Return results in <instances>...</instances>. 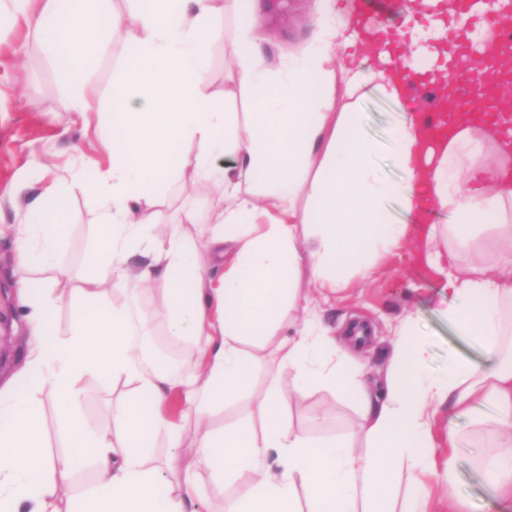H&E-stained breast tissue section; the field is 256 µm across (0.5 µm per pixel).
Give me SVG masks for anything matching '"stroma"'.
<instances>
[{
    "instance_id": "obj_1",
    "label": "stroma",
    "mask_w": 512,
    "mask_h": 512,
    "mask_svg": "<svg viewBox=\"0 0 512 512\" xmlns=\"http://www.w3.org/2000/svg\"><path fill=\"white\" fill-rule=\"evenodd\" d=\"M268 24L276 30L275 39L265 48V59L276 63L281 53L295 48L310 33V0H266ZM235 35L230 15L221 14L210 26V44L206 60L209 95L224 92L228 62L224 46ZM128 59V50L121 33L97 56L91 73L100 97L112 96V76ZM0 94L9 98L6 111L0 112V187L21 189L23 196H34L40 187L43 166H52L59 175H66L79 164L80 154H95L94 134L82 131L81 122L68 110V92L57 75L52 61L40 51L36 42L25 41L21 28H0ZM367 132L387 140L392 126L401 116L400 108L375 92H368L361 104ZM216 191L211 184L179 176L165 198L163 211L167 223L177 222L184 209H208ZM97 234L95 207L88 199L77 196L70 203L68 245L56 268L34 270V277L63 276L74 285H82L88 277V259ZM438 284L427 266L410 251L396 250L386 254L377 264L372 282L367 286L346 289L336 298L322 303L328 323L342 316H352L372 328L370 346L374 350L373 366H381L382 353L391 340L390 328L407 312L420 318L425 340L430 348V368L447 372L458 361L479 358L473 344L456 336L447 319L437 313L432 303ZM138 309L153 327L151 345L158 358L183 371L202 368L200 351L206 337L178 339L169 336L168 309L163 292L156 288L141 291ZM267 366L259 371L249 395L223 407L213 408L207 419L210 429L249 418L250 396L265 392L270 371L276 368L279 356L274 347L264 351ZM138 383L108 374L85 376L79 386L77 408L88 428L111 423L112 411L135 397ZM294 427L312 437L351 423L355 414L351 405L330 390L318 389L301 400L289 399L284 405ZM479 443L469 431H462L457 454L460 460L456 489L468 504L469 512H512V501L494 498L475 460Z\"/></svg>"
}]
</instances>
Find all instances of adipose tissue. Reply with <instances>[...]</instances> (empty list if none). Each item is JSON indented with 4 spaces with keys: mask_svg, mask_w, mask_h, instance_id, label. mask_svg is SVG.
<instances>
[{
    "mask_svg": "<svg viewBox=\"0 0 512 512\" xmlns=\"http://www.w3.org/2000/svg\"><path fill=\"white\" fill-rule=\"evenodd\" d=\"M8 2L7 19L23 23L58 65L71 112L97 113L101 151L67 178L45 171L34 197L0 192V206L21 217L14 261L55 267L70 196L94 202L101 231L81 290L60 277L8 284L24 343L19 366L0 377V512H198L195 474L175 454L182 433L159 407L177 382L186 417L204 420L215 403L247 391L271 342L280 367L253 419L195 442L198 465L215 481L245 487L224 512H434V479L448 512H468L455 494L463 416L484 443L479 467L491 493L512 499V120L483 126L458 112L446 136L431 139L389 70L399 57L407 79H449L442 20L411 29L404 57L395 35L370 42L337 0H312L310 36L271 68L263 56L274 32L260 0H151L129 21L130 64L114 72L112 97L101 104L87 74L117 25L109 0ZM226 6L233 69L214 97L203 91L208 29ZM370 86L406 107L385 143L362 123ZM241 93L248 111H229ZM385 149L403 179L380 173L375 159ZM187 171L215 186L219 201L184 211L156 236L168 184ZM203 246L224 255L220 277L201 260ZM404 246L437 276V311L457 336L482 345V363L433 374L409 315L394 330L384 380L372 382L356 355L365 329L336 337L299 288L305 276L323 297L336 296L368 283L377 262ZM137 251L145 258L138 266L129 262ZM144 286L164 292L170 335L209 337L201 373L176 381L155 357L151 325L137 313ZM63 305L72 321L66 340L55 330ZM94 372L139 388L111 424L90 433L72 401ZM284 385L299 397L338 393L355 410L354 428L309 437L284 414ZM35 391L55 402L68 451L46 454ZM488 402L495 413L478 417ZM160 431L173 452L157 467L149 459ZM87 460L93 485L76 502L63 500Z\"/></svg>",
    "mask_w": 512,
    "mask_h": 512,
    "instance_id": "1",
    "label": "adipose tissue"
}]
</instances>
